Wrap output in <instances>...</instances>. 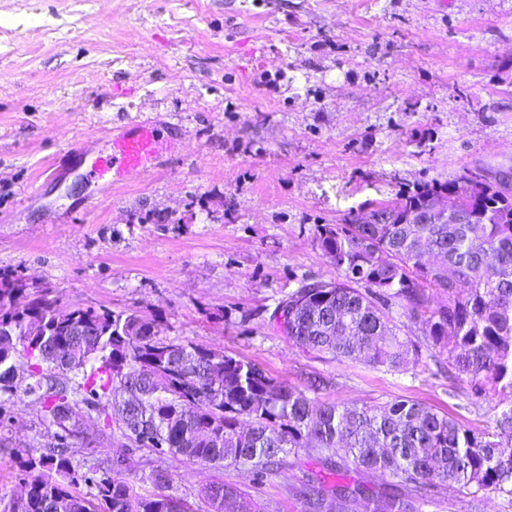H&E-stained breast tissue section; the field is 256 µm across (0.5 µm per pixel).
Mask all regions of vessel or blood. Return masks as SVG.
<instances>
[{"label":"vessel or blood","instance_id":"vessel-or-blood-1","mask_svg":"<svg viewBox=\"0 0 512 512\" xmlns=\"http://www.w3.org/2000/svg\"><path fill=\"white\" fill-rule=\"evenodd\" d=\"M160 154V138L156 125L149 121L139 122L131 128L112 134V151L97 157L91 171L103 174L115 171L121 178L141 176L147 171L149 162Z\"/></svg>","mask_w":512,"mask_h":512}]
</instances>
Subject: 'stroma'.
<instances>
[{"instance_id": "35a3bbf8", "label": "stroma", "mask_w": 512, "mask_h": 512, "mask_svg": "<svg viewBox=\"0 0 512 512\" xmlns=\"http://www.w3.org/2000/svg\"><path fill=\"white\" fill-rule=\"evenodd\" d=\"M155 122L140 177L92 179L113 128ZM465 167H512V0H0V270L63 304L157 316L163 336L252 360L320 400H420L469 427L449 382L302 351L272 321L304 281L335 278L320 224ZM0 430V512L22 452L54 432L24 391ZM83 454L124 455L138 490L156 469L206 512L212 483L263 512H306L295 492L333 475L304 456L253 483L122 437L97 412Z\"/></svg>"}]
</instances>
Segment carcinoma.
I'll return each instance as SVG.
<instances>
[{
    "label": "carcinoma",
    "mask_w": 512,
    "mask_h": 512,
    "mask_svg": "<svg viewBox=\"0 0 512 512\" xmlns=\"http://www.w3.org/2000/svg\"><path fill=\"white\" fill-rule=\"evenodd\" d=\"M451 193L477 214L475 224H320L317 240L336 278L302 283L274 310L288 309L287 337L300 349L338 362L404 373L422 367L448 375V395L479 408H507L491 430L460 424L416 399L339 405L314 396L322 380L290 387L256 363L221 348L160 337L159 323L136 313L84 304L63 306L46 286L25 303L0 287V393H13L16 364L26 362V393L55 428L39 456L27 449L25 491L12 512H193L180 497L140 495L114 465L74 459L70 415L106 413L140 445L201 464L227 462L261 480L304 453L336 474L327 488L298 489L308 512H344L352 503L427 501L458 488L479 512L497 495L512 501V193L487 183L469 192L463 173L398 194L403 213ZM446 301L434 306L430 291ZM417 326L411 338L391 309ZM135 370L117 378L114 364ZM344 451L340 460L333 454ZM381 477L380 483L369 480ZM83 482L87 492L71 486ZM210 512H256L240 489L220 482L205 491Z\"/></svg>",
    "instance_id": "1"
}]
</instances>
